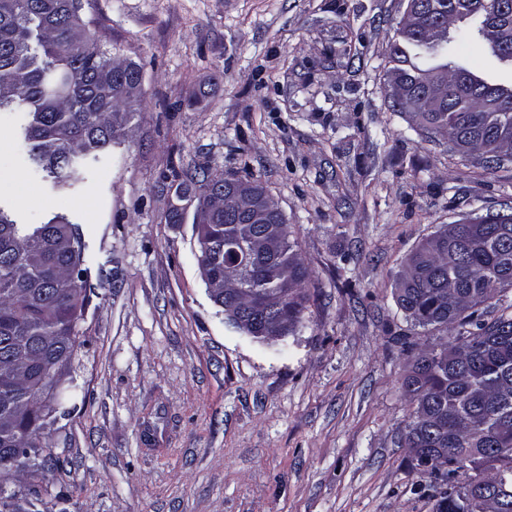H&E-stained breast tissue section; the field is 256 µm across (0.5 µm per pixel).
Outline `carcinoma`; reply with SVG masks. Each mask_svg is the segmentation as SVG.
<instances>
[{"mask_svg": "<svg viewBox=\"0 0 512 512\" xmlns=\"http://www.w3.org/2000/svg\"><path fill=\"white\" fill-rule=\"evenodd\" d=\"M0 12V112L17 115L27 161L46 173L53 188L67 190L81 180L82 161L112 149L131 121L134 104L112 91L114 54L90 37L82 0H12ZM490 0H421L437 35L416 37L399 31L389 47L388 73L414 85L447 72V104L440 112L424 107L411 113L425 134L444 133L450 149L469 139L477 144L501 138L480 159L492 173L512 163V86L479 76L462 61L476 38L486 41L497 27H512V0L505 8ZM469 27L451 34V22ZM118 81L141 84L134 63H119ZM212 190L218 198L198 260L219 278L217 287L247 288L241 300L265 302L288 297L286 337L301 321L307 302V267L294 244L248 255L241 273L224 281V265L245 254L242 243L275 232L274 212L263 224L224 223V174L207 169L184 173L178 197ZM69 233L83 238L79 225L62 215L42 224L21 225L0 208V469L14 467L27 480V494L39 499L45 473L60 464L47 438L56 423L55 396L39 373H14L28 360L64 357L73 362L84 314L87 284L73 280L83 265L84 242L74 254L63 246ZM512 286V224H446L408 257L395 284L396 302L413 324L459 331L450 346L440 343L414 355L403 382L412 408L404 443L417 464L436 460L423 472L437 498V512H471L470 497L481 489L480 469H496L495 491L504 512H512V313L484 318L479 307L493 291ZM473 421L465 437L458 425ZM469 457L475 468L461 483L452 464Z\"/></svg>", "mask_w": 512, "mask_h": 512, "instance_id": "cac0c4a2", "label": "carcinoma"}]
</instances>
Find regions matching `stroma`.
<instances>
[{
    "instance_id": "stroma-1",
    "label": "stroma",
    "mask_w": 512,
    "mask_h": 512,
    "mask_svg": "<svg viewBox=\"0 0 512 512\" xmlns=\"http://www.w3.org/2000/svg\"><path fill=\"white\" fill-rule=\"evenodd\" d=\"M89 32L143 76L132 131L56 191L0 113V206L82 227L92 287L40 512H435L403 433L418 347L406 259L446 224L512 203L386 96L406 0H83ZM260 183L310 271L293 336L227 327L202 280L197 200L176 174ZM181 223L168 221L171 207Z\"/></svg>"
}]
</instances>
